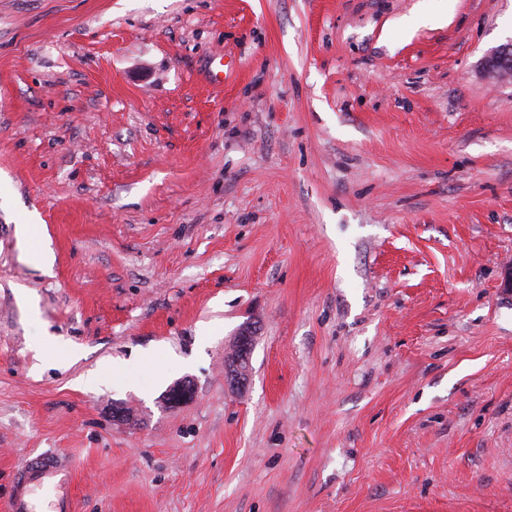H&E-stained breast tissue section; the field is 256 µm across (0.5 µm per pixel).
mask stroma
Wrapping results in <instances>:
<instances>
[{
    "label": "stroma",
    "mask_w": 512,
    "mask_h": 512,
    "mask_svg": "<svg viewBox=\"0 0 512 512\" xmlns=\"http://www.w3.org/2000/svg\"><path fill=\"white\" fill-rule=\"evenodd\" d=\"M511 41L512 0H0V505L54 452L72 512H512ZM487 71L496 78L506 76L512 68V41L500 47L486 62Z\"/></svg>",
    "instance_id": "stroma-1"
}]
</instances>
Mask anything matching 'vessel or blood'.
<instances>
[{
  "mask_svg": "<svg viewBox=\"0 0 512 512\" xmlns=\"http://www.w3.org/2000/svg\"><path fill=\"white\" fill-rule=\"evenodd\" d=\"M69 477L70 466L60 456L39 454L27 457L13 474L5 512H35L30 501L32 488L51 481L63 487L68 484Z\"/></svg>",
  "mask_w": 512,
  "mask_h": 512,
  "instance_id": "obj_1",
  "label": "vessel or blood"
}]
</instances>
